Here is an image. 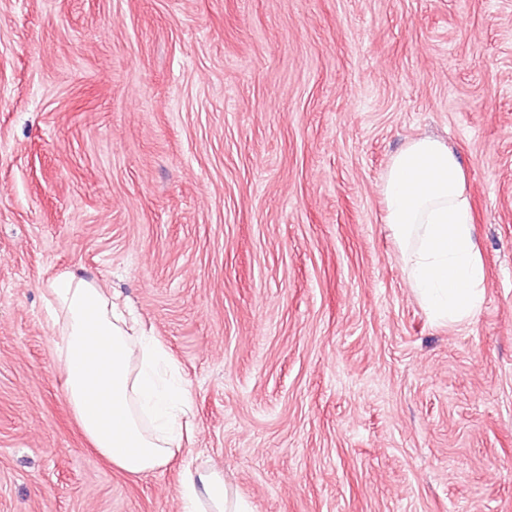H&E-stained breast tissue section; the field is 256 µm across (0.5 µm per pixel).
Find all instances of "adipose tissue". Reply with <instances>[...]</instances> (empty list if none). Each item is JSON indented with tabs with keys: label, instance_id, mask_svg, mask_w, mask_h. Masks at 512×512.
Here are the masks:
<instances>
[{
	"label": "adipose tissue",
	"instance_id": "ef3b65f1",
	"mask_svg": "<svg viewBox=\"0 0 512 512\" xmlns=\"http://www.w3.org/2000/svg\"><path fill=\"white\" fill-rule=\"evenodd\" d=\"M385 222L416 298L438 321L465 325L479 313L485 271L462 162L440 139L409 140L381 180ZM54 362L85 438L118 469L166 466L195 434L190 400L165 347L129 326L116 297L76 271L47 285ZM181 512H251L220 473H187Z\"/></svg>",
	"mask_w": 512,
	"mask_h": 512
}]
</instances>
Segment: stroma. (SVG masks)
<instances>
[{
	"mask_svg": "<svg viewBox=\"0 0 512 512\" xmlns=\"http://www.w3.org/2000/svg\"><path fill=\"white\" fill-rule=\"evenodd\" d=\"M457 150L485 300H416L382 175ZM73 269L178 366L193 442L87 444L45 293ZM512 512V0H0V512ZM180 495L182 512H251L247 502L232 494L217 471L188 472Z\"/></svg>",
	"mask_w": 512,
	"mask_h": 512,
	"instance_id": "obj_1",
	"label": "stroma"
}]
</instances>
